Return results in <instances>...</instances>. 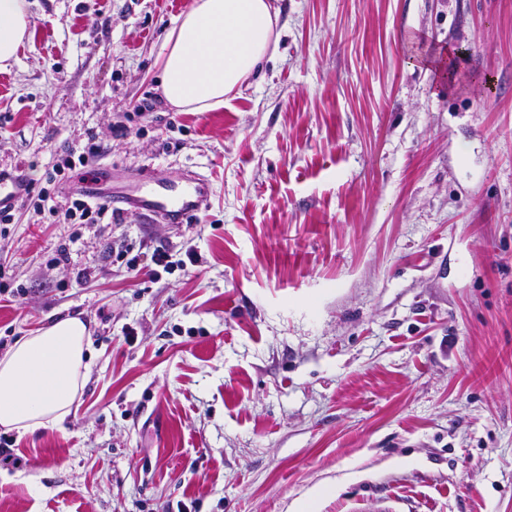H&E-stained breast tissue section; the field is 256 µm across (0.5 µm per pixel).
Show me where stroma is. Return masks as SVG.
I'll use <instances>...</instances> for the list:
<instances>
[{"label": "stroma", "mask_w": 512, "mask_h": 512, "mask_svg": "<svg viewBox=\"0 0 512 512\" xmlns=\"http://www.w3.org/2000/svg\"><path fill=\"white\" fill-rule=\"evenodd\" d=\"M28 2L0 164L41 186L92 137L56 197L146 168L213 194L185 224L0 230V357L91 333L63 427L0 459V512H512V0H274V61L206 112L159 85L192 0ZM159 246L194 261L110 258ZM100 152V145L92 138H88L87 143L80 148L79 153L77 149H66L59 161L52 166L51 170L46 172V184L51 185L56 181L60 182L73 177L72 174L78 167H86L92 158L98 156Z\"/></svg>", "instance_id": "1"}]
</instances>
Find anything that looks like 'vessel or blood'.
I'll list each match as a JSON object with an SVG mask.
<instances>
[{
    "mask_svg": "<svg viewBox=\"0 0 512 512\" xmlns=\"http://www.w3.org/2000/svg\"><path fill=\"white\" fill-rule=\"evenodd\" d=\"M29 183L21 167L6 170L0 166V211L19 206L27 197ZM83 193L93 201L103 202L117 214L135 212L165 224H182L206 206L212 193L211 181L199 174H189L171 181L150 171L137 173L129 192L101 196L96 181L81 184Z\"/></svg>",
    "mask_w": 512,
    "mask_h": 512,
    "instance_id": "obj_1",
    "label": "vessel or blood"
}]
</instances>
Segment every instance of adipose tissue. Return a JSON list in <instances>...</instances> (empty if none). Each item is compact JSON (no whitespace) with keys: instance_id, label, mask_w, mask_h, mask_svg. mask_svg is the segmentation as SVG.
<instances>
[{"instance_id":"ef3b65f1","label":"adipose tissue","mask_w":512,"mask_h":512,"mask_svg":"<svg viewBox=\"0 0 512 512\" xmlns=\"http://www.w3.org/2000/svg\"><path fill=\"white\" fill-rule=\"evenodd\" d=\"M279 21L270 0H193L160 53L165 101L180 112L223 107L276 53ZM30 24L26 0H0V71L15 63ZM89 347L76 316L16 341L0 357V427L22 436L62 425L89 371Z\"/></svg>"}]
</instances>
